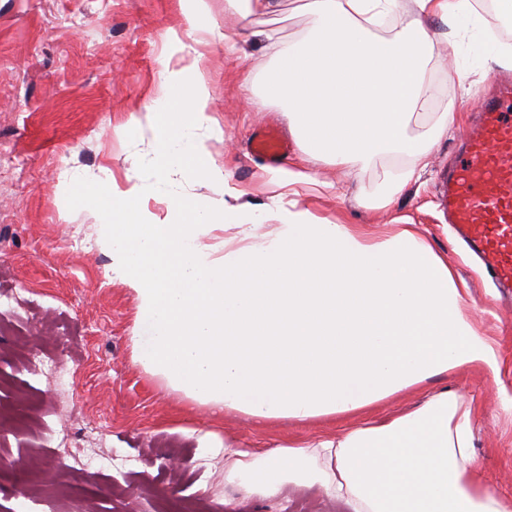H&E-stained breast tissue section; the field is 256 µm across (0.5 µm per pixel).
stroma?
<instances>
[{
  "label": "stroma",
  "mask_w": 512,
  "mask_h": 512,
  "mask_svg": "<svg viewBox=\"0 0 512 512\" xmlns=\"http://www.w3.org/2000/svg\"><path fill=\"white\" fill-rule=\"evenodd\" d=\"M305 2L283 0L278 15L246 23L225 0H207L213 32L200 39L189 35L179 0H0V294L12 299L0 321V405H36L26 428H0V459L11 465L0 477V512H148L152 495L190 510L201 493L210 512H343L315 483L290 482L260 499L225 481V446L310 444L444 392L471 405L475 469L512 502V415L502 409L512 398V305L500 304L454 244L438 199L491 90L484 48L498 16L487 7L478 26L442 42L441 57L427 66L433 96L411 130L428 134L448 112L453 130L390 205L380 206L378 190L400 169L397 160L349 172L304 162L297 145L283 164L311 175L298 200L317 218L377 236L414 225L465 284L474 325L500 347L499 374L450 372L359 415L271 424L194 402L134 359L137 301L95 245L99 225L112 218L88 196L109 176L123 189L143 186L144 210L161 221L172 194L211 209L277 210L279 191L250 136L266 124L290 131L285 106L264 93L274 65L267 34L302 39L310 27ZM172 31L185 44L183 63L195 64L209 93L208 161L230 172L236 195L189 175L157 190L150 140L130 129L168 95L162 71ZM54 363L65 366L63 379L51 374Z\"/></svg>",
  "instance_id": "1"
}]
</instances>
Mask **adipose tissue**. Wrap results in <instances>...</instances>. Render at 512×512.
I'll use <instances>...</instances> for the list:
<instances>
[{"instance_id": "obj_1", "label": "adipose tissue", "mask_w": 512, "mask_h": 512, "mask_svg": "<svg viewBox=\"0 0 512 512\" xmlns=\"http://www.w3.org/2000/svg\"><path fill=\"white\" fill-rule=\"evenodd\" d=\"M400 0H311L312 26L299 42L276 45L267 94L288 105L290 129L310 160L357 170L387 158L405 165L381 186L400 195L425 166L431 136L409 131L432 95L424 72L439 18L469 29L472 0H414L415 20L388 39L373 29ZM164 84L184 109L155 103L147 129L157 185L174 165L210 183L229 174L210 166L193 134L209 124V96L187 67L165 65ZM97 199L116 202L119 219L100 225L96 244L114 278L138 302L136 360L174 390L219 410L267 422L306 423L355 414L451 371H499V348L481 335L447 263L401 224L372 237L299 209L278 207L276 228L254 244L263 217L242 225L244 246L215 258L200 244L223 211L171 201L174 222L146 214L142 189L99 181ZM473 410L456 396L430 397L378 423L310 445L270 452L234 448L230 476L259 496L320 472L329 498L350 512H512L473 467Z\"/></svg>"}]
</instances>
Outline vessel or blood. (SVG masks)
Instances as JSON below:
<instances>
[{
	"instance_id": "b4317fda",
	"label": "vessel or blood",
	"mask_w": 512,
	"mask_h": 512,
	"mask_svg": "<svg viewBox=\"0 0 512 512\" xmlns=\"http://www.w3.org/2000/svg\"><path fill=\"white\" fill-rule=\"evenodd\" d=\"M254 153L274 164L289 146L277 134L258 129ZM440 204L456 237L483 263L492 281L512 288V85L481 106L478 126L439 189Z\"/></svg>"
}]
</instances>
